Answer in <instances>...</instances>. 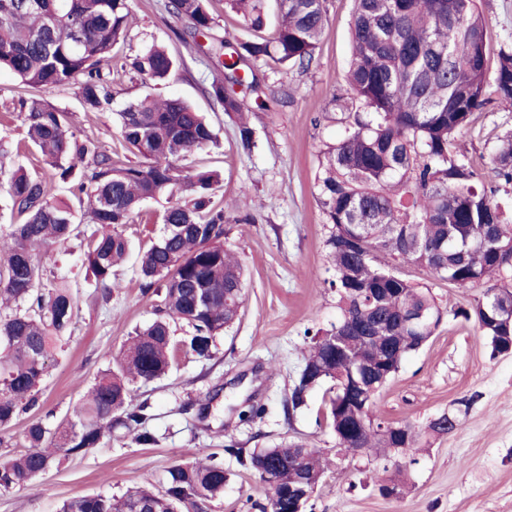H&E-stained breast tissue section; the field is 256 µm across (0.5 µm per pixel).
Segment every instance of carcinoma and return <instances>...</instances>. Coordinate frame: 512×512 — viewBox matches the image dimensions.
I'll return each instance as SVG.
<instances>
[{
	"label": "carcinoma",
	"mask_w": 512,
	"mask_h": 512,
	"mask_svg": "<svg viewBox=\"0 0 512 512\" xmlns=\"http://www.w3.org/2000/svg\"><path fill=\"white\" fill-rule=\"evenodd\" d=\"M267 0H225L242 17L245 36L219 40L217 67L224 76L206 90L227 114L262 109L266 99L255 66L288 64L308 70L325 36V0H276L278 22L269 29ZM171 14L185 17L187 37L213 38L216 25L209 0H168ZM132 24L128 0H0V70L32 90L21 101L28 141L53 173L33 176L0 166L12 213L18 221L0 229V429L20 412L39 406L38 392L54 340L74 324L70 286L44 292L43 266L36 252L68 243L81 234L70 206L56 200L55 184L80 176V207L90 219L84 261L107 294L122 287L117 269L130 252L124 227L149 199L176 190L185 195L161 216L160 235L138 257L140 288L155 295V318L136 330L117 368L96 378L86 399L50 427L36 420L25 429L28 448L0 462V487H20L50 470L56 458L79 456L117 429L134 441L158 442L148 428L152 405L137 397L133 383L166 375L178 349L208 359L215 338L238 318L245 288L243 264L224 246V206L215 200L217 169L181 161L218 141L214 126L179 97L150 96L130 101L117 113L120 133L136 162L112 159L92 139L78 141L68 115L41 91L73 85L89 112L110 110L112 93L104 72L112 70L114 49ZM348 91L368 111L350 112L345 134L323 152L318 176L319 204L332 224L326 240L339 316L331 329L309 337L302 374L283 403L290 416L306 404L312 389L332 383L326 422L337 434L353 415L336 380L332 358L346 324L360 331L346 343L356 357L391 359L393 378L405 357L425 340L402 327L405 314L424 310L440 323L443 311L431 289L398 274L390 261L424 269L433 280L458 288L485 286L472 310L454 317L474 319L492 356L508 353L512 333L500 311L512 308V221L477 181L472 167L452 149L453 134L474 120L487 103V88L512 105V50L491 56L488 21L477 0H354ZM181 64L166 48L152 44L135 55L129 70L162 81ZM494 172L512 182V133L498 140ZM370 285L373 297L354 292ZM191 328L174 341L171 323ZM369 414L344 438L346 451H372L381 461L391 449L415 448L412 427L400 437L377 411L382 384L365 382ZM457 420L444 413L429 424L433 435L452 433ZM243 466L265 470L280 488L304 477L320 481V449L283 442L271 448H230ZM231 472L212 456L207 463L178 464L168 470L162 493L145 488L124 495L80 496L61 512H207L224 495Z\"/></svg>",
	"instance_id": "carcinoma-1"
}]
</instances>
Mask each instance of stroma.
Segmentation results:
<instances>
[{"label":"stroma","instance_id":"1","mask_svg":"<svg viewBox=\"0 0 512 512\" xmlns=\"http://www.w3.org/2000/svg\"><path fill=\"white\" fill-rule=\"evenodd\" d=\"M166 3L129 0L136 22L114 52L111 111H86L72 86L51 88L42 96L68 113L77 139L93 138L123 160L130 153L122 145L116 113L127 102L147 95L179 96L207 114L219 143L196 151L193 158L222 174L216 198L224 204L225 242L247 272L240 315L217 338L211 358L180 355L163 378L137 383L138 393L153 404L156 445H138L122 430L105 436L99 447L61 459L25 486L0 488V512H59L72 497H119L137 486L159 491L170 467L205 462L215 452L233 477L209 512H252V504L266 502L261 480L226 449L267 448L284 440L322 451L324 472L309 501L310 512H512V353L491 356L476 325L453 315L474 304L481 288L436 281L417 267L401 269L405 278L431 289L444 316L427 344L407 356L377 398L386 420L423 433L420 447L396 457L405 481L399 496L378 494L382 463L373 453H342L335 435L319 426L324 388L310 391L306 406L292 420L282 413V401L303 365L305 330L329 329L338 313L325 246L331 226L315 183L323 150L343 135L344 114L358 108L343 80L352 0H327L326 33L308 71L260 68L265 92H287L291 98L249 111L256 141L249 153L237 147L236 125L203 93L216 73L213 60L181 41L188 21L170 14ZM153 43L180 54L183 66L160 83L122 73L126 59ZM25 94L19 79L0 72V144L9 151L7 165L46 176L49 166L26 142L19 104ZM509 133L512 108L492 99L455 143L511 215L512 184L499 179L492 165L497 139ZM243 195L252 204L236 209L234 202ZM85 249L84 238L77 237L41 257L45 286L68 281L78 306L71 332L52 347L38 393L43 408L59 418L87 394L100 372L113 366L133 329L152 319L156 304L154 297L142 294L132 259L120 270L124 288L103 299L83 262ZM251 402L264 405L266 413L246 422L240 413ZM448 412L458 419L455 431L427 435L428 423Z\"/></svg>","mask_w":512,"mask_h":512}]
</instances>
